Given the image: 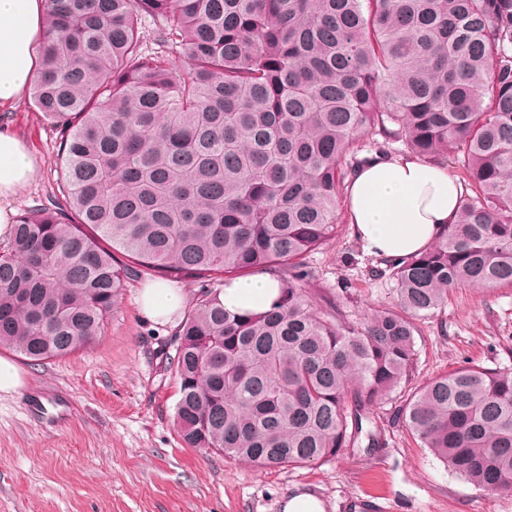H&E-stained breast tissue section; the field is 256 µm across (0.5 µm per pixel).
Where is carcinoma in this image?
<instances>
[{"label": "carcinoma", "mask_w": 512, "mask_h": 512, "mask_svg": "<svg viewBox=\"0 0 512 512\" xmlns=\"http://www.w3.org/2000/svg\"><path fill=\"white\" fill-rule=\"evenodd\" d=\"M45 5L31 95L60 134L58 193L0 251V347L64 357L125 280L210 282L167 356L186 447L261 468L380 447L369 413L413 371L419 322L453 290L512 287V0ZM397 142L464 193L433 244L388 261L395 307L358 327L303 288L305 258L336 236L361 152ZM246 273L276 280L269 309L224 308ZM400 419L465 481L512 492V369L435 376Z\"/></svg>", "instance_id": "carcinoma-1"}]
</instances>
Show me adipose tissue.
Masks as SVG:
<instances>
[{
    "instance_id": "1",
    "label": "adipose tissue",
    "mask_w": 512,
    "mask_h": 512,
    "mask_svg": "<svg viewBox=\"0 0 512 512\" xmlns=\"http://www.w3.org/2000/svg\"><path fill=\"white\" fill-rule=\"evenodd\" d=\"M45 18L43 0H0V103L17 101L36 82L35 42ZM35 175L26 144L0 128V236L10 229V198ZM461 194L447 166L376 154L348 180L347 219L366 253L398 260L426 249L455 222ZM276 295V281L264 274L231 282L220 299L228 310L259 312ZM186 300L183 289L157 281L143 288L140 309L147 320L163 324Z\"/></svg>"
}]
</instances>
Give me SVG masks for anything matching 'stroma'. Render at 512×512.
<instances>
[{"label":"stroma","instance_id":"1","mask_svg":"<svg viewBox=\"0 0 512 512\" xmlns=\"http://www.w3.org/2000/svg\"><path fill=\"white\" fill-rule=\"evenodd\" d=\"M18 133L38 176L12 200L22 214L56 192L59 137L30 97L0 106V127ZM306 287L352 323L396 296L381 259L363 251L350 224L306 259ZM147 281L127 280L102 335L88 348L36 365L0 348L25 387L0 393V512H280L296 488L335 512H512V493L465 482L420 447L397 412L414 388L463 365L512 369V288H461L420 325L406 382L372 415L384 440L311 467L260 469L187 448L174 423L178 380L166 356L181 323L144 319Z\"/></svg>","mask_w":512,"mask_h":512}]
</instances>
